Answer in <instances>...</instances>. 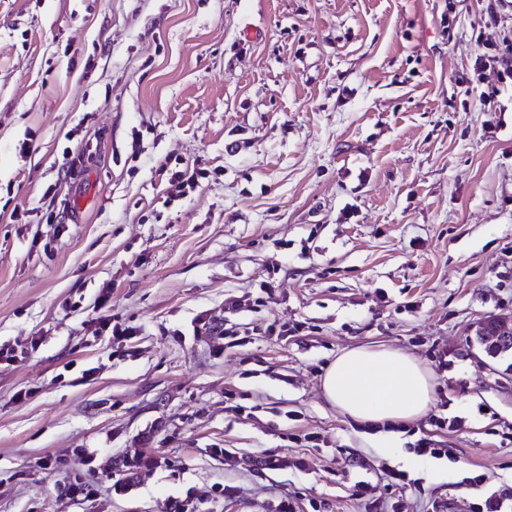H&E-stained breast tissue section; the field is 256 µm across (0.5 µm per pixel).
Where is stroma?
Returning a JSON list of instances; mask_svg holds the SVG:
<instances>
[{
    "mask_svg": "<svg viewBox=\"0 0 512 512\" xmlns=\"http://www.w3.org/2000/svg\"><path fill=\"white\" fill-rule=\"evenodd\" d=\"M488 5L0 0V512H479L512 490V364L474 335L512 316V82L475 64L512 9ZM105 288L132 335H95ZM355 347L432 375L405 431L325 399Z\"/></svg>",
    "mask_w": 512,
    "mask_h": 512,
    "instance_id": "35a3bbf8",
    "label": "stroma"
}]
</instances>
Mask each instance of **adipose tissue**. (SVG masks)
Here are the masks:
<instances>
[{
  "label": "adipose tissue",
  "instance_id": "obj_1",
  "mask_svg": "<svg viewBox=\"0 0 512 512\" xmlns=\"http://www.w3.org/2000/svg\"><path fill=\"white\" fill-rule=\"evenodd\" d=\"M322 389L344 414L383 428L419 420L431 404L433 386L415 359L389 348L357 347L327 367Z\"/></svg>",
  "mask_w": 512,
  "mask_h": 512
}]
</instances>
